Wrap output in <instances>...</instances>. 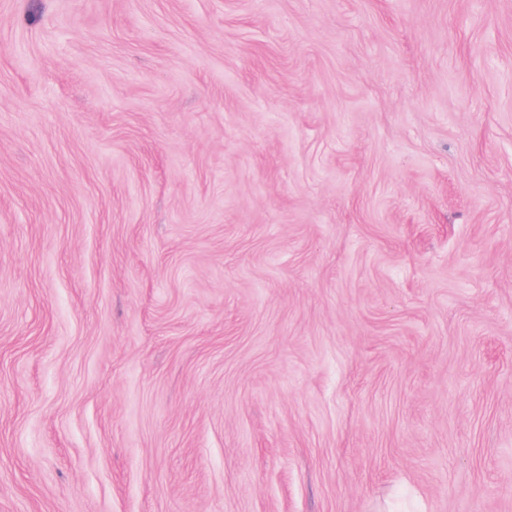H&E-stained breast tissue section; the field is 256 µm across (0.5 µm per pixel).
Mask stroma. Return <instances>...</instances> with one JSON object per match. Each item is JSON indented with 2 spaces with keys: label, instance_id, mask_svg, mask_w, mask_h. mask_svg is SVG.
<instances>
[{
  "label": "stroma",
  "instance_id": "obj_1",
  "mask_svg": "<svg viewBox=\"0 0 512 512\" xmlns=\"http://www.w3.org/2000/svg\"><path fill=\"white\" fill-rule=\"evenodd\" d=\"M512 512V0H0V512Z\"/></svg>",
  "mask_w": 512,
  "mask_h": 512
}]
</instances>
